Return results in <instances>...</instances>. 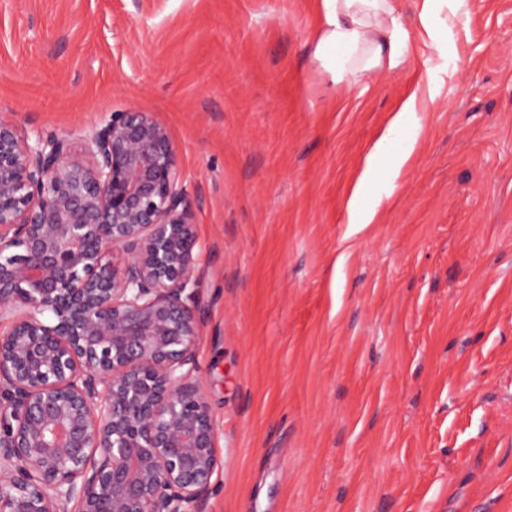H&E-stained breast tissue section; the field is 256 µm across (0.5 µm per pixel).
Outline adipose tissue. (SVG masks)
I'll return each instance as SVG.
<instances>
[{
    "label": "adipose tissue",
    "instance_id": "adipose-tissue-1",
    "mask_svg": "<svg viewBox=\"0 0 512 512\" xmlns=\"http://www.w3.org/2000/svg\"><path fill=\"white\" fill-rule=\"evenodd\" d=\"M320 6L315 54L336 85L359 88L367 73L405 63L409 34L396 0H321ZM424 99L421 90H414L369 151L348 202L350 223H373L422 133L417 114Z\"/></svg>",
    "mask_w": 512,
    "mask_h": 512
}]
</instances>
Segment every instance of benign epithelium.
Returning a JSON list of instances; mask_svg holds the SVG:
<instances>
[{
  "mask_svg": "<svg viewBox=\"0 0 512 512\" xmlns=\"http://www.w3.org/2000/svg\"><path fill=\"white\" fill-rule=\"evenodd\" d=\"M196 246L148 113L77 149L0 114V512H203L219 465Z\"/></svg>",
  "mask_w": 512,
  "mask_h": 512,
  "instance_id": "1",
  "label": "benign epithelium"
}]
</instances>
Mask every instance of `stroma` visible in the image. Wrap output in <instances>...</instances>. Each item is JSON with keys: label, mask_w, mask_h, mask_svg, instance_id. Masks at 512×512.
I'll return each instance as SVG.
<instances>
[{"label": "stroma", "mask_w": 512, "mask_h": 512, "mask_svg": "<svg viewBox=\"0 0 512 512\" xmlns=\"http://www.w3.org/2000/svg\"><path fill=\"white\" fill-rule=\"evenodd\" d=\"M399 70L337 90L319 0H0V113L80 145L163 125L194 212L205 512H512V0H415ZM439 93L371 224L347 201Z\"/></svg>", "instance_id": "1"}]
</instances>
